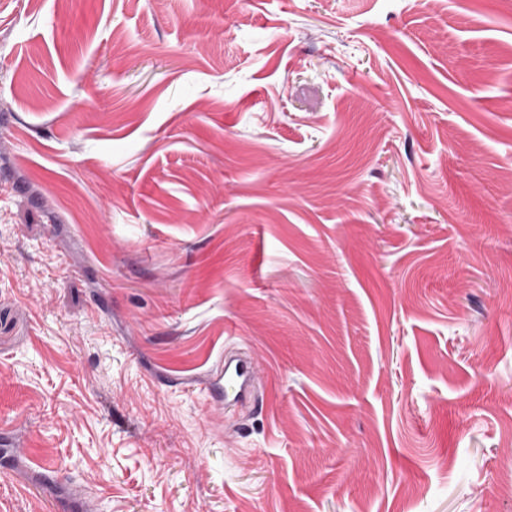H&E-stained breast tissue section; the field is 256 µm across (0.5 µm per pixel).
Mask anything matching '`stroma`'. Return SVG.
I'll use <instances>...</instances> for the list:
<instances>
[{
    "mask_svg": "<svg viewBox=\"0 0 512 512\" xmlns=\"http://www.w3.org/2000/svg\"><path fill=\"white\" fill-rule=\"evenodd\" d=\"M4 427L0 512H512V0H0ZM255 368L253 364L237 356L224 355L219 375L213 380L210 396L224 399L225 409L236 411L249 402L254 390Z\"/></svg>",
    "mask_w": 512,
    "mask_h": 512,
    "instance_id": "1",
    "label": "stroma"
}]
</instances>
